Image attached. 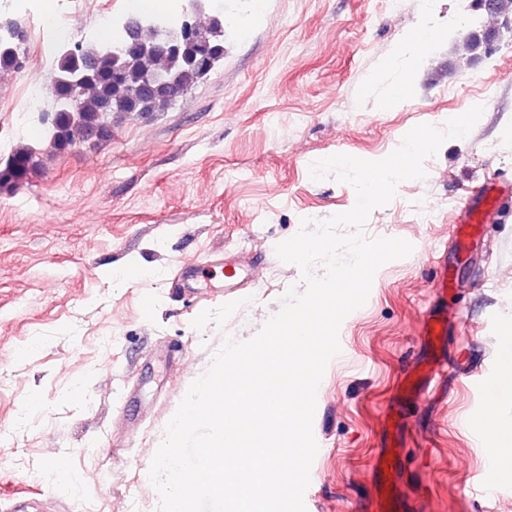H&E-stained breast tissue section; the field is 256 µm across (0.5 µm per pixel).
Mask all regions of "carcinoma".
Here are the masks:
<instances>
[{"instance_id":"cac0c4a2","label":"carcinoma","mask_w":512,"mask_h":512,"mask_svg":"<svg viewBox=\"0 0 512 512\" xmlns=\"http://www.w3.org/2000/svg\"><path fill=\"white\" fill-rule=\"evenodd\" d=\"M202 0H169L168 8L122 22L135 36L118 45L100 41H78L61 47L46 82V111L53 113L51 147L65 151L77 141L107 136L105 127L112 117L124 118L132 112H163L173 101L160 93L146 97L145 78L150 72L172 75L184 93L204 80L224 59V11L214 10L206 25L182 24L179 49L166 53L161 48L162 30L170 26L168 14L182 17L197 13ZM17 25L7 26L8 39L0 38V76L23 67L21 38L12 35ZM482 47L477 31L469 28L456 39L454 53L458 65L469 63ZM42 166L40 157L28 146H17L0 168V188L10 189L35 175Z\"/></svg>"}]
</instances>
